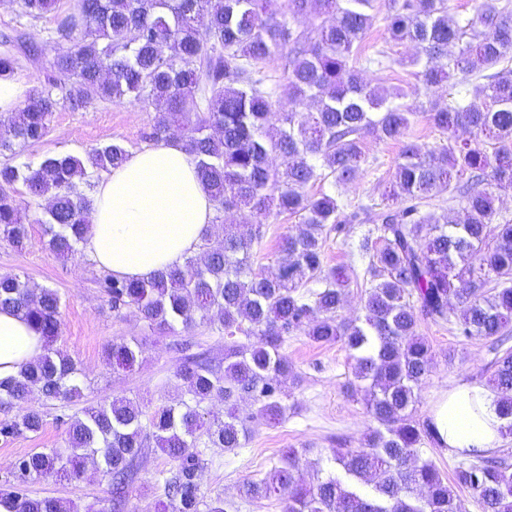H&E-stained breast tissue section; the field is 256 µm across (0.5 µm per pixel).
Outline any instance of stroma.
<instances>
[{
	"mask_svg": "<svg viewBox=\"0 0 512 512\" xmlns=\"http://www.w3.org/2000/svg\"><path fill=\"white\" fill-rule=\"evenodd\" d=\"M7 35L26 41V50L18 54V74L34 89L43 87L53 59L74 47L72 39L56 34L51 18L25 15L19 0H0V39ZM365 43L386 48L389 55L385 69L362 70L361 78L366 84L400 88L403 104L421 109L431 100L447 98V85L428 87L416 77V68L410 63L413 47L390 43L383 20H376ZM154 117L153 105L143 99L97 101L76 111L63 104L54 112L45 139L18 145L16 152L19 160L35 164L47 155L84 158L111 143L137 150L147 146ZM364 152V174L338 190L360 220L347 225L344 232L331 234L325 250V262L330 267L350 264L351 238L369 229L374 214L385 207V192L394 179L402 145L372 134L364 141ZM297 226L294 218L269 219L265 237L253 248L256 266L265 273H274L280 239L296 232ZM46 240L42 225L33 224L23 249L0 243V274H17L58 292L62 317L56 345L76 361L85 389L82 397L67 407L48 406L47 423L40 433L0 439V484L10 478L20 458L44 448L63 447L65 427L60 414L71 415L116 397L141 399L155 406L179 398L185 390L176 375L179 356L170 349L171 343L183 336V329L159 334L148 329L133 310L114 313L99 286L104 270L83 251L65 259L51 255ZM418 333L434 355L432 369L415 404L414 416L423 421L429 418L439 396L451 387L468 382L486 384L496 344L490 339L460 336L452 322L424 324ZM134 336L146 342L142 362L130 371L113 369L107 357L108 344ZM282 351L293 367V375L286 382L288 410L284 417L272 423L252 422L244 447L205 451L207 465L199 474L201 489L206 495L221 496L227 512H283L280 499H248L241 496V486L263 478L278 466L288 448L303 450L298 475L304 483H315L322 471L333 468L334 449L363 448L364 436L371 427L359 394L348 388L353 375L342 344L319 345L296 332L286 337ZM137 466L138 479L129 489V512H153L149 487L155 474L168 468L169 461L159 449L148 448ZM110 489L109 478L90 459L84 461L80 477L32 481L27 485L31 495L60 499L75 512H111Z\"/></svg>",
	"mask_w": 512,
	"mask_h": 512,
	"instance_id": "35a3bbf8",
	"label": "stroma"
}]
</instances>
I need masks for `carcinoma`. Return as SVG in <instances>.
Masks as SVG:
<instances>
[{
    "label": "carcinoma",
    "instance_id": "1",
    "mask_svg": "<svg viewBox=\"0 0 512 512\" xmlns=\"http://www.w3.org/2000/svg\"><path fill=\"white\" fill-rule=\"evenodd\" d=\"M58 0H21L24 12L43 18ZM377 0H77L56 14L58 32L75 41L57 56L42 89L17 111L0 115V242L21 249L31 224L44 226L56 257L78 251L90 228L92 199L82 186L121 166L128 150L112 143L83 160L52 155L17 163L15 145L41 141L60 101L84 107L97 100L133 96L150 101L156 115L149 139L158 143L177 128L196 160L198 177L214 203L212 232L201 239L202 258L157 272L147 280L110 275L100 288L116 314L135 309L150 327L191 330L206 325L224 336V366L191 336L173 344L185 394L155 407L127 397L72 415L64 423V448L31 453L15 465L16 482L0 488L4 512H66L57 498L29 495L30 480L75 477L96 458L111 480L112 512H126L134 463L155 442L172 467L157 479L154 512H224V499L206 497L197 481L202 449L243 447L256 419L286 413L283 379L291 372L280 349L302 331L318 344L342 342L352 361L357 391L375 423L367 450L338 448V465L312 485L296 479L300 458L288 453L259 481L249 498L277 497L284 512H461L453 487L476 496L482 512H512V465L481 458L458 467L448 485L425 445H440L431 423L417 421V392L427 378L432 350L417 334L422 321L456 318L467 338L505 342L512 333V220L497 222L496 191L512 189V10L484 0L463 23L448 0H387L389 40L418 49L417 76L438 85L458 73L462 89L432 102L425 118L448 134L440 151L405 144L392 183L393 203L352 247L367 262L362 318H338L350 275L328 268V234L357 221L346 216L334 191L309 192L317 181L336 187L356 181L366 163L363 140L376 134L401 141L416 110L397 102L398 91L372 88L359 72L383 65L386 52L361 53L377 19ZM314 15L315 23L300 28ZM295 103L314 109L276 110L278 85L262 71L273 57ZM19 58L10 40L0 51V75H12ZM491 71L469 95L475 71ZM467 129L473 139L460 141ZM21 183L41 215L30 214L8 192ZM461 210L437 219L427 207L443 194ZM247 208L257 223L244 230L224 223V213ZM299 219L296 234L282 237L277 272L256 269L254 244L270 216ZM222 238L217 248L212 236ZM456 297L459 309L449 306ZM0 307L17 310L44 339V351L17 375L0 379V408L21 410L0 420L7 439L39 433L43 412L27 405L37 392L46 401L70 402L82 394L76 362L53 347L61 301L50 288L17 274H0ZM246 341L241 342L237 336ZM145 351L132 338L112 343L108 359L132 369ZM495 405L512 433V350L493 363L489 379ZM255 411L243 416L238 401ZM218 399L224 414L207 404Z\"/></svg>",
    "mask_w": 512,
    "mask_h": 512
}]
</instances>
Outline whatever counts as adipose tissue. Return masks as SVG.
Here are the masks:
<instances>
[{"mask_svg":"<svg viewBox=\"0 0 512 512\" xmlns=\"http://www.w3.org/2000/svg\"><path fill=\"white\" fill-rule=\"evenodd\" d=\"M92 200L83 247L98 267L120 279H146L196 254L215 215L192 156L175 137L130 153L97 183ZM42 352L33 326L0 309V379L16 375ZM431 419L442 446L462 457L486 454L502 441L494 398L478 384L443 393Z\"/></svg>","mask_w":512,"mask_h":512,"instance_id":"obj_1","label":"adipose tissue"}]
</instances>
